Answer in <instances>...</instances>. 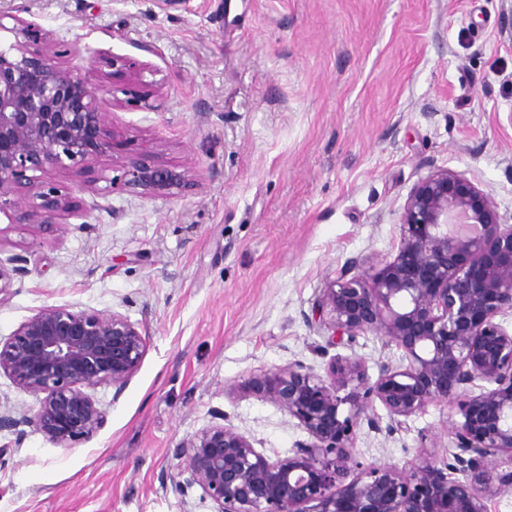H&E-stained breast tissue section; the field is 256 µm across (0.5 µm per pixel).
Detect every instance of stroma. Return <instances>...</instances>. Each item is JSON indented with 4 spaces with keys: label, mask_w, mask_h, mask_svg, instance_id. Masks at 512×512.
<instances>
[{
    "label": "stroma",
    "mask_w": 512,
    "mask_h": 512,
    "mask_svg": "<svg viewBox=\"0 0 512 512\" xmlns=\"http://www.w3.org/2000/svg\"><path fill=\"white\" fill-rule=\"evenodd\" d=\"M51 32L73 73L121 59L137 85L101 92L121 151L192 170L177 198L107 195L50 172L73 211L65 232L0 213V259L28 272L0 293V340L47 307L116 311L145 351L123 391L91 393L105 414L64 447L33 428L0 433V512H212L170 480L174 450L225 424L286 457L307 433L274 405L227 389L335 356L370 378L401 353L368 334L331 345L308 325L348 261L390 259L412 186L448 168L512 225V0H0ZM361 426V467L407 469L453 444L448 408L394 432Z\"/></svg>",
    "instance_id": "1"
}]
</instances>
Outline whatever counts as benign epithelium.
<instances>
[{
  "label": "benign epithelium",
  "instance_id": "1",
  "mask_svg": "<svg viewBox=\"0 0 512 512\" xmlns=\"http://www.w3.org/2000/svg\"><path fill=\"white\" fill-rule=\"evenodd\" d=\"M0 31L6 29L1 20ZM14 42L0 48V212L12 223L62 232L69 196L46 186L55 171L92 192L115 184L171 198L196 184L187 168L152 159L146 148L122 160L124 178L91 173L110 156L102 84L74 75L50 37L36 44L32 23L16 16ZM100 181L106 182L102 189ZM347 263L318 296L312 315L329 341L372 334L401 351L375 381L365 367L333 358L326 376L289 364L254 376L244 390L298 421L311 438L271 459L253 440L224 425V413L175 449V487H198L214 512H486L488 498L512 492V470L489 458L512 454V225L499 220L489 194L464 174L436 169L407 197L394 256L356 271ZM145 342L118 312L47 307L0 343V372L43 395L33 413L0 412V431L30 426L65 445L96 432L104 412L86 389L110 383L121 392ZM484 383L474 391L476 382ZM389 431L433 403L448 406L454 447L426 452L405 473L388 465L360 468L354 455L362 422Z\"/></svg>",
  "mask_w": 512,
  "mask_h": 512
}]
</instances>
